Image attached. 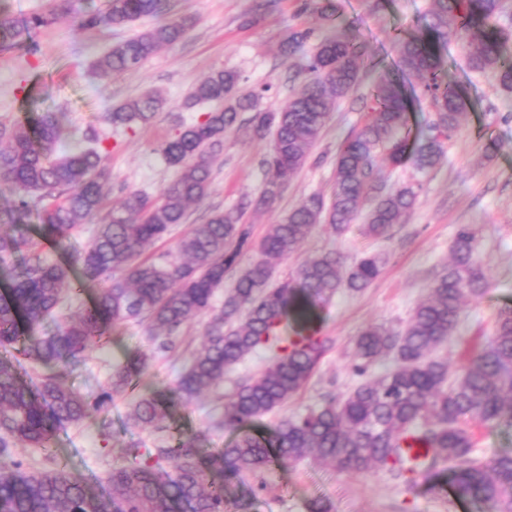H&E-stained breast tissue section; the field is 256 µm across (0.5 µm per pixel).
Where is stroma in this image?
Returning a JSON list of instances; mask_svg holds the SVG:
<instances>
[{
	"label": "stroma",
	"instance_id": "obj_1",
	"mask_svg": "<svg viewBox=\"0 0 512 512\" xmlns=\"http://www.w3.org/2000/svg\"><path fill=\"white\" fill-rule=\"evenodd\" d=\"M304 0H164L161 13L118 29L83 30L84 12L102 0H73L68 14L33 34V45L0 52V123H27L45 112L65 113L75 135L88 127L106 134L109 152L104 164L110 174L113 196L138 189L159 196L176 171L163 159L161 145L202 113L185 108L193 85L215 69L239 76L238 90L265 88L261 109L284 107L293 89L304 81L303 54L311 53L307 41L302 55L285 57L281 45L289 32L320 29L321 20L302 8ZM336 0L340 23L355 40L367 43L376 63L375 73L403 80L394 49L396 37L420 25L430 0ZM188 17L192 25L178 42L147 58L138 69L111 77L95 74L91 64L113 43L133 37L152 26ZM448 77L463 90L468 110L460 133L445 142L440 164L419 175L407 166L387 172L384 183L393 187L419 176L422 190L413 213L395 225L389 240L367 239L358 225L344 234L317 225L302 248L276 261L277 276H294L308 259L333 252L352 265L363 252L382 258L373 283L362 291L340 290L320 310L318 326L329 339L328 348L305 386L281 408L255 420L251 433L269 435L282 418L306 413L328 396H342L358 382L352 371L356 342L369 326L403 327L416 304L450 259V246L462 226L478 239L481 269L488 286L483 296L468 300L457 329L440 349L450 369L470 360L491 336L497 311L512 306V93L503 91L494 73L470 72L462 42L453 38L443 57ZM372 79L362 76L358 86L339 105L316 144L313 160L289 181L282 196L269 208L248 212L254 239H261L269 225L279 223L306 197L332 191L333 162L344 135L366 119ZM148 90L161 93L162 109L148 123L132 132L111 131L104 116L113 106ZM267 141L246 131L224 137V151L212 163L211 190L202 202L191 205L185 223L173 227L164 241L146 248L149 256L176 254L179 239L194 224L205 223L213 209L237 205L252 194L261 178L260 164ZM206 330L205 318L188 322L176 334L175 351H157L148 322L117 326L112 342L93 346L84 367L62 372V383L82 395H96L108 388L112 370L137 353L148 357L147 368L133 389L115 397L108 412L112 440L103 443L96 424L88 420L58 429L48 447L15 450L24 470L42 471L55 462L66 463L71 474L100 498H107L105 472L122 456L129 440L154 444L169 437L195 441L210 451L231 443L235 432L218 427L225 396L236 381L257 375L269 363L260 350L247 356L226 375L220 387L204 391L194 400L173 406L162 431L127 427L126 417L142 394L176 387L190 353ZM252 495L251 512H310L313 500L328 503L332 512H486L484 504L457 497L447 477L409 490L388 473L341 472L306 459L281 467L270 466L245 482L227 486V512H236L235 501Z\"/></svg>",
	"mask_w": 512,
	"mask_h": 512
}]
</instances>
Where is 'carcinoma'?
<instances>
[{
    "instance_id": "carcinoma-1",
    "label": "carcinoma",
    "mask_w": 512,
    "mask_h": 512,
    "mask_svg": "<svg viewBox=\"0 0 512 512\" xmlns=\"http://www.w3.org/2000/svg\"><path fill=\"white\" fill-rule=\"evenodd\" d=\"M162 0H103L86 15L82 27H122L155 15ZM504 0H432L419 32L396 37L402 69L418 81L435 118L417 134L409 126L400 85L375 80L364 125L345 136L334 161L330 199L312 194L264 236L253 240L246 209L272 205L288 181L309 161L337 103L356 87L366 71L364 45L347 37L344 27L324 30L306 58L304 83L276 112L257 109L265 89L237 93L239 76L213 70L195 84L186 106L209 104L202 119L182 127L161 147L176 178L160 198L127 191L113 201L107 222L87 249L76 256L82 278L97 286L93 306L57 324L52 333L40 326L54 313L63 292L71 289V267L47 262L39 244L20 225L0 232V348H11L46 368L85 365L93 344L112 340V328L147 319L166 333L159 348H173L170 336L189 320L209 316L206 336L181 373L175 394L189 402L224 381V374L249 354L270 353L269 366L239 383L224 404L220 424L237 433L235 441L206 455L189 441L146 447L132 441L122 463L106 475L111 494L99 500L58 464L47 472H27L14 449L47 448L54 432L106 412L147 367L136 356L112 371L108 389L90 397L67 388L52 372L33 390L0 360V512H225L224 484L240 481L272 462L292 464L307 458L339 471H385L408 488L429 482L444 470L461 498L487 505L489 512H512V454L488 460L474 455L472 423L512 428V306L498 310L494 332L481 351L458 373L438 348L454 333L463 303L481 296L487 283L480 272V250L471 229L463 226L452 245V265L433 283L407 324L397 330L374 325L356 345L353 372L360 381L342 398H330L305 415L280 420L270 439L244 431L253 419L284 405L308 381L326 340L312 334L318 310L341 288L360 292L380 273V258L365 254L344 266L330 252L305 261L292 278L274 280V261L301 248L312 229L327 224L342 234L367 209L361 233L389 239L415 206L422 184L404 183L370 197L382 182L379 161L391 168L410 164L420 173L434 168L443 144L460 130L466 109L460 90L448 80L441 53L451 36L462 35L473 72L492 70L512 91V40ZM53 21L52 15L14 17L0 10V48L10 49ZM191 20L159 24L116 42L92 63L100 76L133 70L149 55L179 41ZM162 106L155 91L123 102L104 120L130 130L149 122ZM246 129L270 138L261 163V181L253 196L215 211L179 241L180 259L141 258L143 247L182 224L187 208L209 195L211 161L224 148V135ZM64 129L58 116L44 113L32 128L0 126V182L15 191L17 212L39 210L41 237L60 244L97 214L111 192L102 166L105 138L90 127L68 151L58 145ZM256 257L236 279L221 307L212 304L226 273L240 255ZM386 364L377 374L374 367ZM166 400L142 394L127 424L149 429L165 416Z\"/></svg>"
}]
</instances>
